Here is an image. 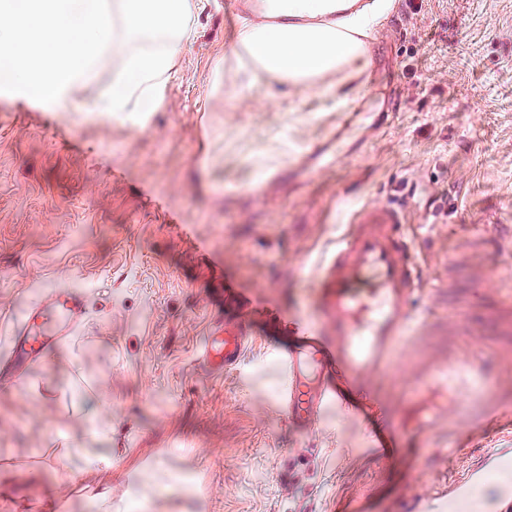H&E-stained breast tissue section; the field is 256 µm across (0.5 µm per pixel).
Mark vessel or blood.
Here are the masks:
<instances>
[{"mask_svg": "<svg viewBox=\"0 0 512 512\" xmlns=\"http://www.w3.org/2000/svg\"><path fill=\"white\" fill-rule=\"evenodd\" d=\"M418 256L403 212L389 203H366L356 210L350 230L320 265L311 292L317 316L288 323L291 343L279 355L286 382L275 407L294 427L313 431L326 405L354 411L350 398L354 391L378 403L374 444L382 460L420 440L451 456L462 432L498 425L512 396L487 394L483 387L512 366V349L493 340L494 335L512 330V308L498 307L482 322L465 321L468 299L427 277ZM38 295L35 307L14 317L10 336L0 344L2 380H17L20 371L34 362L35 347L60 344L76 329L83 312L80 290L42 288ZM224 298L234 311L225 316L223 329L208 338L206 352L210 364L233 370L254 334V320L286 321L232 282H225ZM443 298L450 310L444 328L447 356L434 363L420 358L405 362L410 343L434 329L428 303ZM45 307L55 315L53 326H45L41 319ZM422 380L436 381L458 399L410 429L404 405ZM498 458V453L486 452L468 469L449 475V502L462 506L470 501L475 485L493 476ZM429 494L420 475H412L394 508L411 512Z\"/></svg>", "mask_w": 512, "mask_h": 512, "instance_id": "obj_1", "label": "vessel or blood"}]
</instances>
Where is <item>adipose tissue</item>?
<instances>
[{"mask_svg":"<svg viewBox=\"0 0 512 512\" xmlns=\"http://www.w3.org/2000/svg\"><path fill=\"white\" fill-rule=\"evenodd\" d=\"M277 24L243 28L214 64L251 80L272 78L308 93L328 90V76L353 77L367 64L362 37L376 16L350 0H272ZM197 0H0V58L11 61L10 82L21 94L67 110L77 99L89 111H141L157 101L172 64L196 35ZM136 44L96 89L97 62L115 38Z\"/></svg>","mask_w":512,"mask_h":512,"instance_id":"adipose-tissue-1","label":"adipose tissue"}]
</instances>
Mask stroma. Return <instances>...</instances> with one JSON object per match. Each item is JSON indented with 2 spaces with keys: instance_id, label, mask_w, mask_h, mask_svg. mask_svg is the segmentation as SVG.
Returning <instances> with one entry per match:
<instances>
[{
  "instance_id": "stroma-1",
  "label": "stroma",
  "mask_w": 512,
  "mask_h": 512,
  "mask_svg": "<svg viewBox=\"0 0 512 512\" xmlns=\"http://www.w3.org/2000/svg\"><path fill=\"white\" fill-rule=\"evenodd\" d=\"M368 64L337 91L252 83L213 63L235 37L222 0H201L139 130L120 115L62 112L0 83V337L43 285L83 290L75 336L0 385V512H338L351 490L392 512L395 478L363 450L360 415L325 408L303 434L277 411L284 384L269 336L240 367L201 358L224 324L225 281L267 307L304 313L318 262L365 203L404 205L429 277L470 289L453 257L484 236L497 299L512 306V0H388ZM359 110L346 114L345 109ZM94 390L110 468L51 446L86 442L73 388ZM454 459L416 448L448 505L449 474L512 448V422L462 434ZM162 466L144 490L141 470Z\"/></svg>"
}]
</instances>
